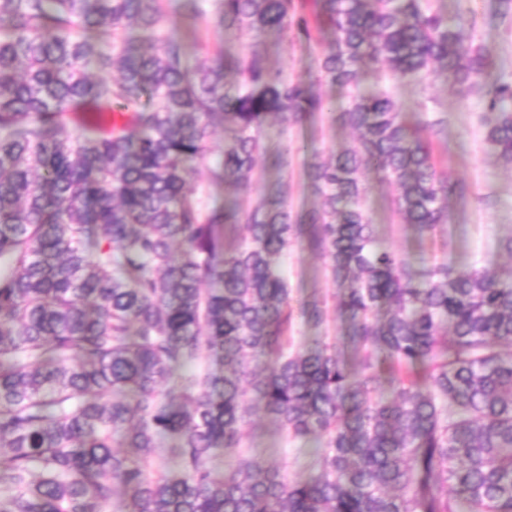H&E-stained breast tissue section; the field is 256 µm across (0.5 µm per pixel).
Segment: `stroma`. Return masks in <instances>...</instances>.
Here are the masks:
<instances>
[{
	"label": "stroma",
	"mask_w": 512,
	"mask_h": 512,
	"mask_svg": "<svg viewBox=\"0 0 512 512\" xmlns=\"http://www.w3.org/2000/svg\"><path fill=\"white\" fill-rule=\"evenodd\" d=\"M435 5L451 19L461 14L474 17L475 41L487 47L495 60L481 89L458 93L449 80L435 73L416 80L384 79L378 64L364 69L362 84L375 93H390L409 123L427 115L444 120L445 133L434 144L437 167L450 179L465 183L467 192L450 197L447 224L425 236L401 223L395 212V187L372 170L363 177L367 187L364 207L380 241L413 266L437 262L467 269L493 259L506 267L512 265V260L501 252L500 243L512 235V168L488 152L484 131L489 117L485 105L488 90L500 82L512 81V21L499 17L496 0H435ZM198 36L213 51L246 53L251 45H258L263 65L282 69L291 77L305 74L308 60L301 48L269 31L255 33L247 42L211 23L200 25ZM355 139L351 129L334 122L327 112L300 126L271 120L264 133L267 153L257 165L264 177L253 183L249 200L258 201L268 182L281 178L291 186L288 207L292 212L318 206L319 198L305 176L306 163L352 147ZM283 152L288 155L287 167L272 169L274 156ZM284 270L292 305L317 298L335 306L336 285L324 259L316 253L302 244H293ZM245 443L266 459L286 463L289 477L295 480L309 477L319 467V454L312 442H286L264 418L250 429Z\"/></svg>",
	"instance_id": "1"
}]
</instances>
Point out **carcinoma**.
Listing matches in <instances>:
<instances>
[{
    "mask_svg": "<svg viewBox=\"0 0 512 512\" xmlns=\"http://www.w3.org/2000/svg\"><path fill=\"white\" fill-rule=\"evenodd\" d=\"M173 8L194 31L305 45L308 77L261 65L256 47L189 64L188 44L161 32L166 0H0V512H512V357L499 350L512 266L414 270L363 207L369 168L422 235L464 195L434 162L444 121L406 125L359 75L381 62L469 91L492 64L474 19L450 24L430 0ZM315 84L343 91V110ZM487 110L485 142L512 166V82ZM114 111L127 118L107 130ZM322 112L358 139L308 165L318 208L292 213L280 181L255 204L202 209L215 121L224 160L208 180L245 195L268 118ZM295 241L327 264L357 372L337 344L288 335L296 317L327 316L317 299L289 307L280 265ZM255 409L318 441L315 474L239 452Z\"/></svg>",
    "mask_w": 512,
    "mask_h": 512,
    "instance_id": "carcinoma-1",
    "label": "carcinoma"
}]
</instances>
